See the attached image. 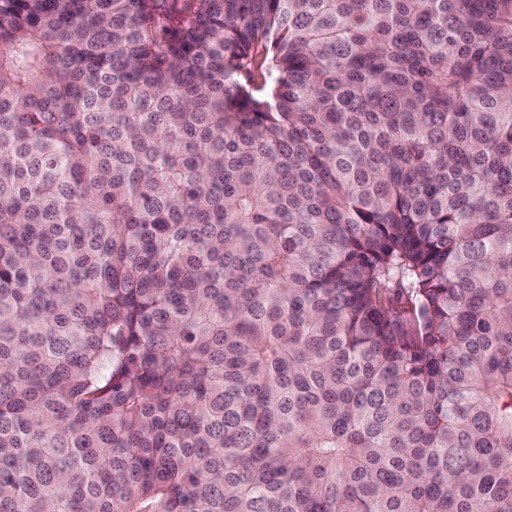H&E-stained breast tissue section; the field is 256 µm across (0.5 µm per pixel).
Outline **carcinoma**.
Returning <instances> with one entry per match:
<instances>
[{"mask_svg":"<svg viewBox=\"0 0 512 512\" xmlns=\"http://www.w3.org/2000/svg\"><path fill=\"white\" fill-rule=\"evenodd\" d=\"M0 512H512V0H0Z\"/></svg>","mask_w":512,"mask_h":512,"instance_id":"obj_1","label":"carcinoma"}]
</instances>
